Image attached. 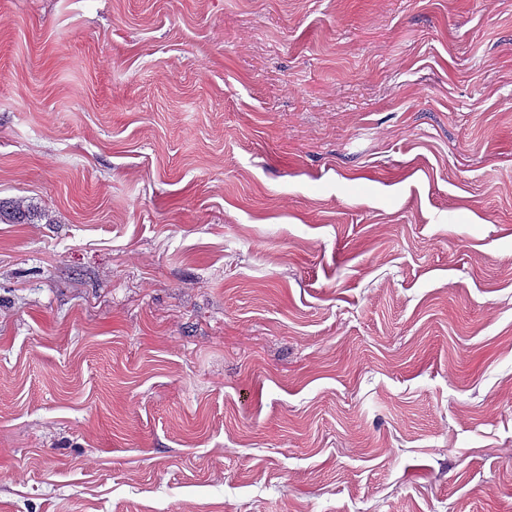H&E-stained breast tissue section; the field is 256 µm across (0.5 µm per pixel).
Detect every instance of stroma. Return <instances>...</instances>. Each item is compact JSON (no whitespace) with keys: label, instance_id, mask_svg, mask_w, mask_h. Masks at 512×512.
<instances>
[{"label":"stroma","instance_id":"35a3bbf8","mask_svg":"<svg viewBox=\"0 0 512 512\" xmlns=\"http://www.w3.org/2000/svg\"><path fill=\"white\" fill-rule=\"evenodd\" d=\"M0 512H512V0H0Z\"/></svg>","mask_w":512,"mask_h":512}]
</instances>
